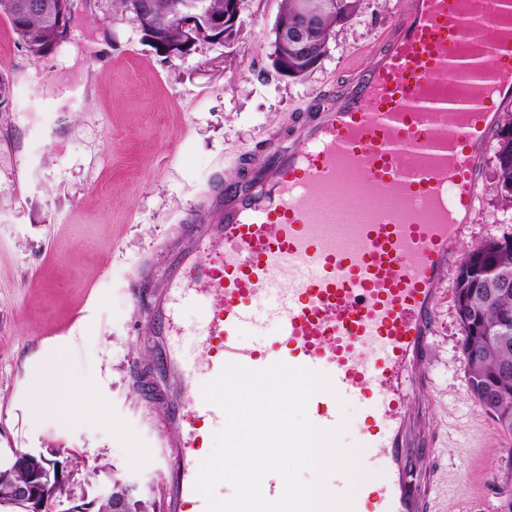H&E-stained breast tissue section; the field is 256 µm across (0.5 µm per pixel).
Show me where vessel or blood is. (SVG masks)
Listing matches in <instances>:
<instances>
[{
    "label": "vessel or blood",
    "instance_id": "b4317fda",
    "mask_svg": "<svg viewBox=\"0 0 512 512\" xmlns=\"http://www.w3.org/2000/svg\"><path fill=\"white\" fill-rule=\"evenodd\" d=\"M478 0H405L366 67L313 98L291 130L272 132L238 176L176 225L164 289L152 265L131 279L156 376L172 468L167 512H205L195 482L225 423L202 387L233 363L282 362L327 374L307 413L336 427L363 400L355 512H434V431L424 396L447 299L445 277L479 217L489 145L512 109V9L466 34ZM488 56L475 81L464 59ZM452 112H445V105ZM203 306L192 347L183 305ZM263 337L260 345L251 344Z\"/></svg>",
    "mask_w": 512,
    "mask_h": 512
}]
</instances>
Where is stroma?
Instances as JSON below:
<instances>
[{"label":"stroma","mask_w":512,"mask_h":512,"mask_svg":"<svg viewBox=\"0 0 512 512\" xmlns=\"http://www.w3.org/2000/svg\"><path fill=\"white\" fill-rule=\"evenodd\" d=\"M70 35L34 58L0 15V460L14 451L57 462L72 494L102 481L134 484L144 512H166L170 469L154 424L153 368L130 279L158 261L173 225L202 193L238 172L271 131L366 65L404 0H368L294 80L276 70L271 31L281 0H242L241 23L218 44L168 58L142 40L112 0H72ZM512 234V210L487 193L467 242ZM453 301L439 312L425 401L436 423L438 512H498L512 483V438L467 387ZM64 361L77 380L65 402L94 391V415L47 418L31 400L37 376Z\"/></svg>","instance_id":"35a3bbf8"}]
</instances>
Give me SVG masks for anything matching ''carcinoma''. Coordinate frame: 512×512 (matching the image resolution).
<instances>
[{
	"label": "carcinoma",
	"mask_w": 512,
	"mask_h": 512,
	"mask_svg": "<svg viewBox=\"0 0 512 512\" xmlns=\"http://www.w3.org/2000/svg\"><path fill=\"white\" fill-rule=\"evenodd\" d=\"M25 0H0V14L35 58L49 44L66 40L58 36L61 14L71 10L69 0H44L48 9L22 10ZM318 23L311 30L313 52L288 53V77L303 78L325 56L336 28L362 9L364 0H308ZM147 5L142 14L146 28L170 46L182 40L186 7L182 0H113V7L128 13ZM495 181L492 190L505 209L512 208V112L503 113L496 134ZM454 302L463 331L462 348L467 365L468 392L492 417L497 429L512 435V242L489 239L466 247L455 280ZM508 377H503V370Z\"/></svg>",
	"instance_id": "carcinoma-1"
}]
</instances>
